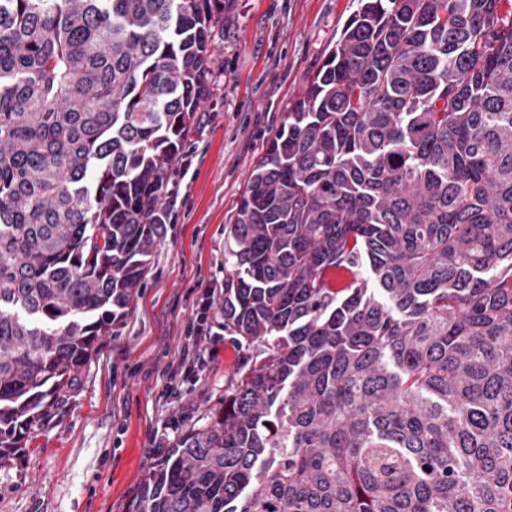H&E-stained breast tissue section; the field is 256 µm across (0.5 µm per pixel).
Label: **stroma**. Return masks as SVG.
<instances>
[{"label":"stroma","instance_id":"stroma-1","mask_svg":"<svg viewBox=\"0 0 512 512\" xmlns=\"http://www.w3.org/2000/svg\"><path fill=\"white\" fill-rule=\"evenodd\" d=\"M358 0H234L212 29L214 83L184 142L165 235L132 311L103 337L73 388L0 461V512H130L147 473L204 426L224 391L264 358L224 330V228L248 178L315 77ZM215 294L205 367L169 388L196 281Z\"/></svg>","mask_w":512,"mask_h":512}]
</instances>
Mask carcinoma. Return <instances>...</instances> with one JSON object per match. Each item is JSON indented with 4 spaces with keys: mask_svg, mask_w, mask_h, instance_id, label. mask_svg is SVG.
I'll return each instance as SVG.
<instances>
[{
    "mask_svg": "<svg viewBox=\"0 0 512 512\" xmlns=\"http://www.w3.org/2000/svg\"><path fill=\"white\" fill-rule=\"evenodd\" d=\"M225 0H0V460L116 333ZM268 355L132 512H512V0H360L224 232Z\"/></svg>",
    "mask_w": 512,
    "mask_h": 512,
    "instance_id": "obj_1",
    "label": "carcinoma"
}]
</instances>
